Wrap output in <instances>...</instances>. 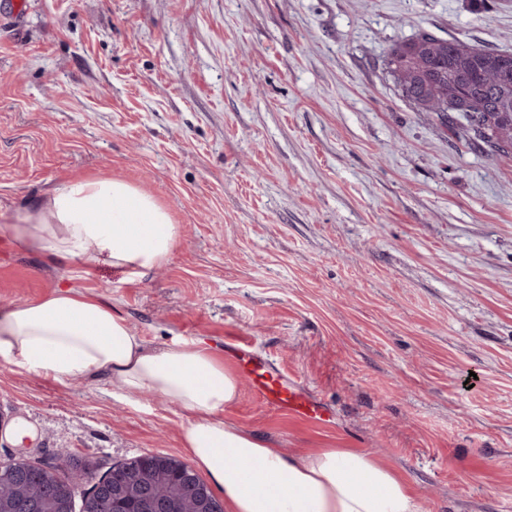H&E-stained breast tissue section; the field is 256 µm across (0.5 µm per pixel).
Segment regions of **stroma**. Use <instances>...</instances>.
<instances>
[{"mask_svg": "<svg viewBox=\"0 0 512 512\" xmlns=\"http://www.w3.org/2000/svg\"><path fill=\"white\" fill-rule=\"evenodd\" d=\"M26 4L0 21V214L115 177L182 234L142 277L0 239V307L71 287L230 369L227 339H249L326 424L245 385L225 421L287 453L369 454L422 512H512V159L416 111L386 69L421 31L512 50V0ZM0 417V462L190 459L184 414L102 377L0 366Z\"/></svg>", "mask_w": 512, "mask_h": 512, "instance_id": "obj_1", "label": "stroma"}]
</instances>
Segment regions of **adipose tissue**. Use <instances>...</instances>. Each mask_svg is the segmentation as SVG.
Segmentation results:
<instances>
[{"instance_id": "ef3b65f1", "label": "adipose tissue", "mask_w": 512, "mask_h": 512, "mask_svg": "<svg viewBox=\"0 0 512 512\" xmlns=\"http://www.w3.org/2000/svg\"><path fill=\"white\" fill-rule=\"evenodd\" d=\"M0 236L64 264L106 263L142 276L166 265L181 227L154 196L110 178L62 183L0 225ZM0 365L66 382L106 376L185 416L180 440L230 512H419L406 485L371 456L336 448L297 456L224 420L237 376L206 348L147 346L110 305L73 290L0 308Z\"/></svg>"}]
</instances>
